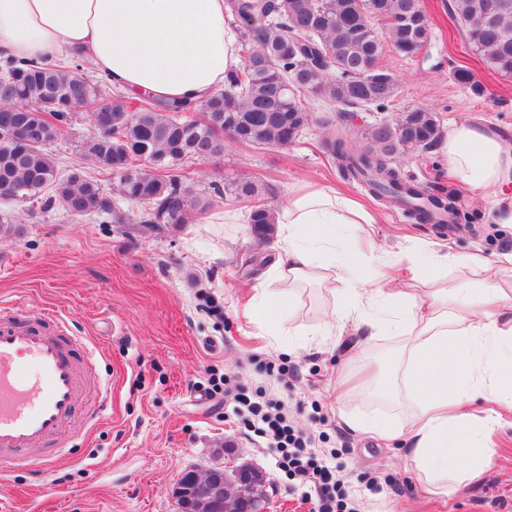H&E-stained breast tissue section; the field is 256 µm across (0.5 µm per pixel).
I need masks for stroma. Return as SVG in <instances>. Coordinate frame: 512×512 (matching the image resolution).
Instances as JSON below:
<instances>
[{
    "label": "stroma",
    "mask_w": 512,
    "mask_h": 512,
    "mask_svg": "<svg viewBox=\"0 0 512 512\" xmlns=\"http://www.w3.org/2000/svg\"><path fill=\"white\" fill-rule=\"evenodd\" d=\"M421 5L434 33L427 54L406 58L385 47L380 63L398 79L396 96L386 110L358 109L359 118L371 125L428 107L441 131L468 122L512 140V79L472 53L448 15V0ZM457 67L474 74L482 96L457 84ZM329 134L314 122L287 148L226 147L222 160L189 162L192 187L206 196L212 183L246 174L276 207L295 183L334 186L376 217L367 227L372 270L409 248L445 244L457 255L489 260L512 251V224L493 223L490 200L459 190V226L451 235L418 223L343 177L322 148ZM91 138L87 113H76L49 147L62 171L85 154ZM0 214L17 229L0 239V301L61 313L96 352L105 382L102 417L51 472L0 473V502L11 512H179L172 487L180 472L240 465L263 473L267 512H314V491L296 487L275 450L224 405L225 388L250 395L260 386L284 404L295 430L312 437L319 453L341 454L358 512H512V413L493 426L489 470L457 493L426 492L403 447L357 435L340 418L390 411L369 389L347 399L343 385L374 372L393 341L348 351L354 320L332 318L333 298L308 287L296 300L294 349L282 352L278 337L246 316L277 251L275 241L257 240L250 224L197 222L156 236L60 209L33 218L16 202L0 200Z\"/></svg>",
    "instance_id": "35a3bbf8"
}]
</instances>
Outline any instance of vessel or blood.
<instances>
[{
	"instance_id": "obj_1",
	"label": "vessel or blood",
	"mask_w": 512,
	"mask_h": 512,
	"mask_svg": "<svg viewBox=\"0 0 512 512\" xmlns=\"http://www.w3.org/2000/svg\"><path fill=\"white\" fill-rule=\"evenodd\" d=\"M104 392L97 359L55 310L0 305V464L46 471Z\"/></svg>"
}]
</instances>
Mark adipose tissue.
Wrapping results in <instances>:
<instances>
[{
    "label": "adipose tissue",
    "mask_w": 512,
    "mask_h": 512,
    "mask_svg": "<svg viewBox=\"0 0 512 512\" xmlns=\"http://www.w3.org/2000/svg\"><path fill=\"white\" fill-rule=\"evenodd\" d=\"M90 58L130 96L200 101L223 90L242 64L224 0H0V59L52 63ZM440 152L456 185L492 197L495 223L512 224V142L486 127L455 126ZM280 251L276 290L261 289L248 314L286 327L290 285L338 284V311L369 332L397 338L392 387L402 416L346 413L354 433L408 442V456L433 494H451L493 462L486 436L500 410L512 412V281L472 278V263L449 253L403 255L410 287L387 272L369 276L366 238L350 227L375 218L334 188L297 184L274 210ZM454 264L455 284L421 279L423 266ZM484 414L468 411L476 399Z\"/></svg>",
    "instance_id": "obj_1"
}]
</instances>
